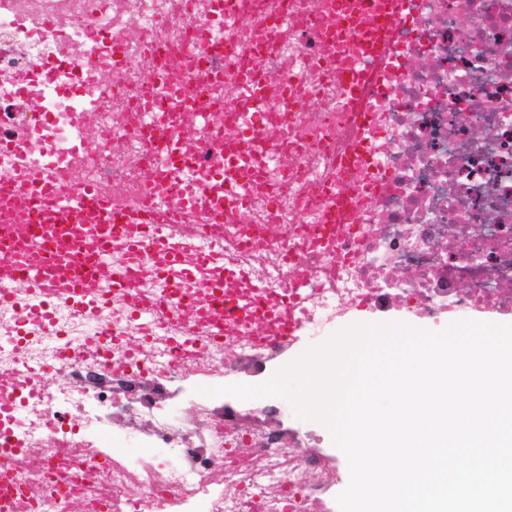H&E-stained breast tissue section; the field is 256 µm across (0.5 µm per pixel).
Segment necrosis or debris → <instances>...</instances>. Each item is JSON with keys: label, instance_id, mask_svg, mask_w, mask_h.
I'll return each mask as SVG.
<instances>
[{"label": "necrosis or debris", "instance_id": "1", "mask_svg": "<svg viewBox=\"0 0 512 512\" xmlns=\"http://www.w3.org/2000/svg\"><path fill=\"white\" fill-rule=\"evenodd\" d=\"M282 5L273 28L271 0H248L236 17L218 15L214 0H0V188L22 200L40 167L72 191L96 184L141 223L222 249L221 264L185 285L187 299L242 267L247 292L291 300L297 320L292 336L263 313L214 336L135 316L130 299L81 308L0 276L10 512H332L335 457L289 455L308 437L303 425L278 404L258 419L208 389L280 363L357 307L415 301L432 320L512 313V0H412L372 106L369 162L352 166L338 0ZM231 51L271 79L277 104L262 124L231 102ZM150 79L186 89L187 101L145 92ZM241 127L256 144L275 142L280 160L257 152L238 166L249 201L236 219L210 223L219 203L205 199L181 215L172 196L151 193L149 177L172 168L150 130L184 129L200 143ZM347 188L368 191L357 221L331 223L326 199ZM398 269L411 277L394 288ZM106 324L120 341L92 357ZM53 362L76 391L17 389ZM178 401L192 419L177 415ZM109 436L152 449L151 461L112 455ZM34 442L45 446L35 459Z\"/></svg>", "mask_w": 512, "mask_h": 512}]
</instances>
